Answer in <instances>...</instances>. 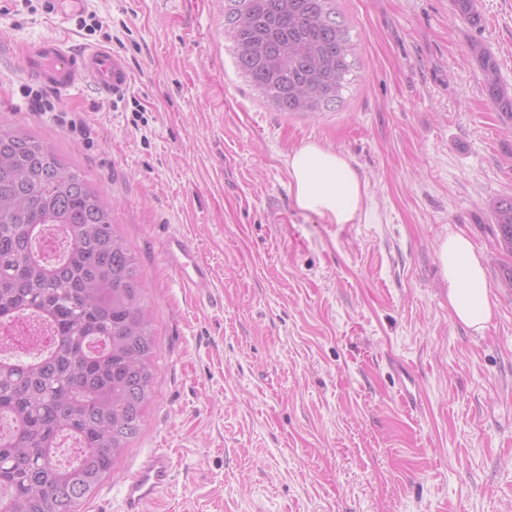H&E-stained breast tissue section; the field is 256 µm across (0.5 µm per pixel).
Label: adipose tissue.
<instances>
[{"label":"adipose tissue","mask_w":512,"mask_h":512,"mask_svg":"<svg viewBox=\"0 0 512 512\" xmlns=\"http://www.w3.org/2000/svg\"><path fill=\"white\" fill-rule=\"evenodd\" d=\"M295 206L331 224H350L360 215L363 183L350 160L316 143L302 146L286 159ZM448 284L453 317L475 333H483L493 315L484 264L463 234L449 233L437 250Z\"/></svg>","instance_id":"obj_1"}]
</instances>
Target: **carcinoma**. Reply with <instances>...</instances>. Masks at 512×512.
Listing matches in <instances>:
<instances>
[{"label":"carcinoma","instance_id":"obj_1","mask_svg":"<svg viewBox=\"0 0 512 512\" xmlns=\"http://www.w3.org/2000/svg\"><path fill=\"white\" fill-rule=\"evenodd\" d=\"M482 26L476 0H453ZM224 28L242 76L279 112H324L350 84L357 45L335 0H224ZM486 97L512 118L496 59L471 44ZM498 247L512 255V195L493 206ZM59 226L67 248L38 249ZM135 256L112 224V203L85 173L17 125H0V326L51 323L53 346L0 358V512H78L136 438L153 396L157 345ZM78 461H56L60 437Z\"/></svg>","mask_w":512,"mask_h":512}]
</instances>
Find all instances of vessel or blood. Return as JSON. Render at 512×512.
Segmentation results:
<instances>
[{"instance_id":"obj_1","label":"vessel or blood","mask_w":512,"mask_h":512,"mask_svg":"<svg viewBox=\"0 0 512 512\" xmlns=\"http://www.w3.org/2000/svg\"><path fill=\"white\" fill-rule=\"evenodd\" d=\"M21 62L29 80L59 92L91 84L102 94L118 100L131 85V73L123 57L98 46L77 51L59 37H46L27 44L21 51ZM162 252L181 287L189 289L200 302H215L214 271L200 258L188 236L177 230L169 232L163 240ZM172 480L169 456L152 455L125 481L119 512H145L146 505Z\"/></svg>"}]
</instances>
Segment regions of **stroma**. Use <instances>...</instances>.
Listing matches in <instances>:
<instances>
[{"label": "stroma", "mask_w": 512, "mask_h": 512, "mask_svg": "<svg viewBox=\"0 0 512 512\" xmlns=\"http://www.w3.org/2000/svg\"><path fill=\"white\" fill-rule=\"evenodd\" d=\"M336 0L358 45L333 109L275 111L240 76L224 0H0V122L83 169L142 274L157 342L142 430L80 512L156 451L174 477L146 512H512V256L493 204L512 195V121L486 98L472 43L512 86V0ZM60 36L124 57L123 99L92 85L30 110L23 45ZM316 142L349 157L362 214L298 210L285 160ZM186 234L215 274L200 304L165 265ZM482 255L495 315L448 309L442 237Z\"/></svg>", "instance_id": "obj_1"}]
</instances>
